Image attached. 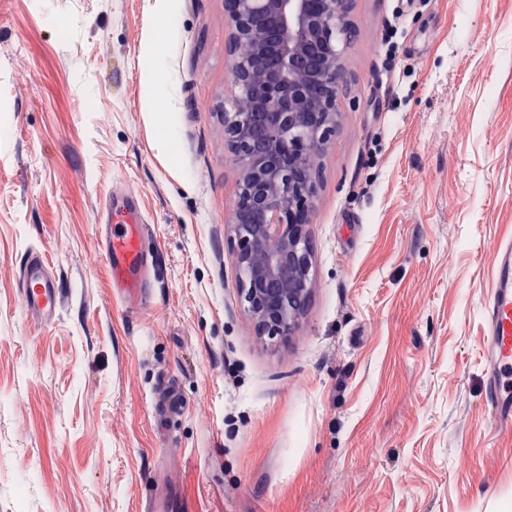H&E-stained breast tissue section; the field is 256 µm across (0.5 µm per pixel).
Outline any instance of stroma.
<instances>
[{
	"mask_svg": "<svg viewBox=\"0 0 512 512\" xmlns=\"http://www.w3.org/2000/svg\"><path fill=\"white\" fill-rule=\"evenodd\" d=\"M172 7L0 0V512H506L482 346L512 242V0H351L314 288L272 347L227 246L224 0ZM120 185L156 257L134 313L96 234ZM33 251L63 293L43 328L15 277Z\"/></svg>",
	"mask_w": 512,
	"mask_h": 512,
	"instance_id": "obj_1",
	"label": "stroma"
}]
</instances>
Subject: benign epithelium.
Segmentation results:
<instances>
[{
  "mask_svg": "<svg viewBox=\"0 0 512 512\" xmlns=\"http://www.w3.org/2000/svg\"><path fill=\"white\" fill-rule=\"evenodd\" d=\"M349 0H224L239 46L230 75L237 111L224 136L240 167L229 250L256 334L292 335L312 293L307 234L317 197L311 151L336 134L337 70Z\"/></svg>",
  "mask_w": 512,
  "mask_h": 512,
  "instance_id": "benign-epithelium-1",
  "label": "benign epithelium"
}]
</instances>
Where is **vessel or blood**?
I'll list each match as a JSON object with an SVG mask.
<instances>
[{
    "label": "vessel or blood",
    "instance_id": "vessel-or-blood-1",
    "mask_svg": "<svg viewBox=\"0 0 512 512\" xmlns=\"http://www.w3.org/2000/svg\"><path fill=\"white\" fill-rule=\"evenodd\" d=\"M117 205L107 206L105 221L98 228L99 249L107 263L112 283L120 288L128 305L146 303L145 283L152 262L145 248L144 217L138 194L118 191ZM18 288L22 305L35 325H50L61 306L59 283L46 259L29 253L21 264ZM483 345L487 396L496 426L512 429V246L503 245L495 257L493 286L484 302Z\"/></svg>",
    "mask_w": 512,
    "mask_h": 512
}]
</instances>
